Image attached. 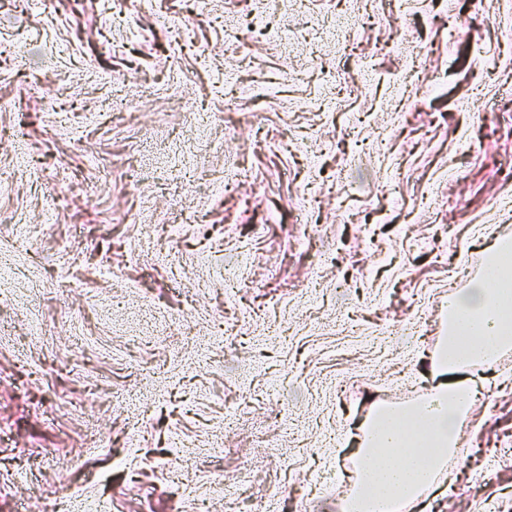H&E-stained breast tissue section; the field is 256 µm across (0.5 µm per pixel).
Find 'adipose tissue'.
<instances>
[{
	"instance_id": "ef3b65f1",
	"label": "adipose tissue",
	"mask_w": 512,
	"mask_h": 512,
	"mask_svg": "<svg viewBox=\"0 0 512 512\" xmlns=\"http://www.w3.org/2000/svg\"><path fill=\"white\" fill-rule=\"evenodd\" d=\"M512 348V241L495 239L483 273L448 300V331L432 367L437 384L417 402L376 404L361 424L357 489L343 512H416L437 486L473 403L469 370Z\"/></svg>"
}]
</instances>
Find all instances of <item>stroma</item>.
<instances>
[{"label":"stroma","instance_id":"35a3bbf8","mask_svg":"<svg viewBox=\"0 0 512 512\" xmlns=\"http://www.w3.org/2000/svg\"><path fill=\"white\" fill-rule=\"evenodd\" d=\"M497 235L512 0H0V512H336ZM473 378L425 500L512 512Z\"/></svg>","mask_w":512,"mask_h":512}]
</instances>
